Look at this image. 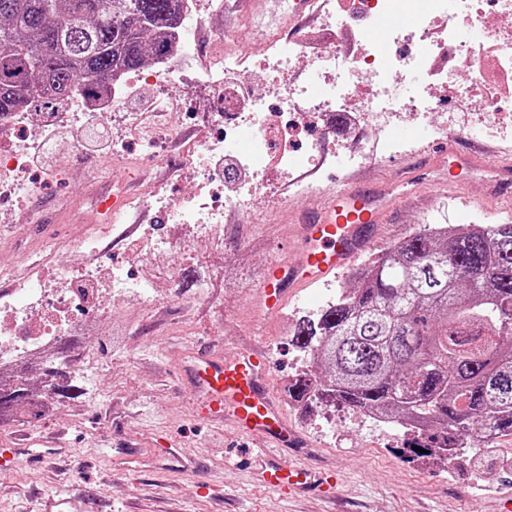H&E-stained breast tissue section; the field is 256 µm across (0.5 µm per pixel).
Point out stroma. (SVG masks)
<instances>
[{
    "label": "stroma",
    "instance_id": "1",
    "mask_svg": "<svg viewBox=\"0 0 512 512\" xmlns=\"http://www.w3.org/2000/svg\"><path fill=\"white\" fill-rule=\"evenodd\" d=\"M293 26L287 0H254L251 13L236 23L237 40L221 47L201 43L190 80L173 88L161 77L140 83L149 99L167 90L176 102L172 121L178 136L167 152L153 154L128 142L123 157L96 155L97 174L87 180L71 155L86 133L68 127L55 166L35 168L43 185L32 206L50 226L46 257L37 264L11 255L10 240L0 237V265L11 262L39 276L57 266L95 263V252L80 254L70 246L84 228L97 233L99 246L130 259L138 275L151 276L155 289L152 300L131 297L114 307L111 333L87 341L93 380L82 384L78 398L29 423L0 426V442L47 437L62 428L67 448L54 464L0 473V512H43L49 501L63 502L64 512H497L500 497L512 496L510 437L499 439L497 452L480 461L471 449L459 450L450 468L436 457L416 455L404 430L358 422L341 406L307 408L290 399L289 375L305 359L291 331L301 316L316 313L351 287L352 272L295 289L277 314L258 313L254 300L264 269L293 257L295 220L311 219L330 190L362 177L388 196L402 185H416L413 196L396 204L380 226L386 248L428 225L511 223L512 191L497 192L481 175L468 172L462 183L449 185L441 161L447 138L415 126L390 128L391 137L404 145L394 157L367 159L361 171H320L317 190L303 197L258 194L246 209L225 212L219 242L188 228L184 247L162 254L138 252L139 233L126 231L131 224L156 223L155 210L125 208L112 216L98 209L101 195L120 188L174 199L192 195L198 182L173 172L171 160L187 144L212 135L207 119L219 102L209 83L211 67L224 51L254 62L274 35L292 32ZM208 342L229 355L248 346L267 351L271 390L301 439L285 454L340 474L335 503L266 489L242 468L248 442L231 419L199 417L174 369L191 348ZM120 442L138 449L135 469L117 457ZM164 444L177 449L182 467L156 465L152 451ZM196 460L207 463L208 483L188 471Z\"/></svg>",
    "mask_w": 512,
    "mask_h": 512
}]
</instances>
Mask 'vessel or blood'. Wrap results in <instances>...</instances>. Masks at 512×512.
Here are the masks:
<instances>
[{"mask_svg":"<svg viewBox=\"0 0 512 512\" xmlns=\"http://www.w3.org/2000/svg\"><path fill=\"white\" fill-rule=\"evenodd\" d=\"M448 164L462 170L482 168L491 181L512 184V168H483L470 152L449 148ZM390 206L389 200L372 190L348 187L333 192L317 218L302 225V245L295 260L266 270L259 289L265 308L278 311L297 286L348 269L361 254L377 249V226ZM177 373L185 379L190 394L203 397L208 415L217 419L231 415L242 435L263 441V450L252 461L268 487L307 493L327 484V475L273 456V449L297 444L298 435L269 387V363L261 353L246 349L224 356L193 350L183 358ZM59 451L55 438L36 447L24 439L1 445L0 472L17 471L24 459L48 463Z\"/></svg>","mask_w":512,"mask_h":512,"instance_id":"b4317fda","label":"vessel or blood"}]
</instances>
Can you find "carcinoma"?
Listing matches in <instances>:
<instances>
[{"instance_id":"carcinoma-1","label":"carcinoma","mask_w":512,"mask_h":512,"mask_svg":"<svg viewBox=\"0 0 512 512\" xmlns=\"http://www.w3.org/2000/svg\"><path fill=\"white\" fill-rule=\"evenodd\" d=\"M185 0H0V113L95 99L119 73L174 53ZM295 343L320 374L298 401L428 425L441 449L512 436V224L428 227L364 264L354 287L300 320ZM59 343L49 398L0 375V424L79 393Z\"/></svg>"}]
</instances>
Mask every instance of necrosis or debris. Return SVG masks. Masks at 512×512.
Wrapping results in <instances>:
<instances>
[{"mask_svg": "<svg viewBox=\"0 0 512 512\" xmlns=\"http://www.w3.org/2000/svg\"><path fill=\"white\" fill-rule=\"evenodd\" d=\"M389 4L390 0H315L320 22L316 31L278 39L275 50L250 71L237 57H224L223 73L229 78L221 86L224 106L211 116L220 133L199 142L196 155L222 156L241 132H249V148L236 159L237 167L250 175L248 188L267 187L273 171L301 195L309 183L299 177L300 169L317 172L337 161L335 151L325 148L323 140L334 123L350 131L364 130L374 148L389 156L400 152L402 144L381 138L373 119L390 126L422 118L440 135L450 130L448 113L440 105L442 96L448 95L455 103L468 105L482 136L501 132L505 117L512 114L501 97L502 91L512 88V0H431L414 29H390L378 46L363 32L387 14ZM223 11V0H211L208 15L183 13L174 57L165 66L171 85L184 78L189 51L197 47L202 33L223 41L225 28L216 22ZM473 22L480 26V39L463 40L460 25ZM300 65L318 78L315 93L287 89L273 106L259 96L245 99L239 91L248 84L250 73L281 82ZM414 71L423 72V79L408 93H400V85ZM462 71L470 74L464 84L456 78ZM112 105L108 98L77 112H46L37 125L29 124L23 112L0 116V203L28 212V197L39 194L40 182L29 176L27 148L44 128L76 119L97 124L102 115L111 113ZM128 204L148 205L164 216V223L150 225L143 236L144 248L154 251L176 247L169 232L174 224H190L219 237L225 209L242 208L245 201L238 194L225 195L223 183L212 180L203 203L193 210L158 194L149 200L132 198ZM5 277L0 270V369L5 371L22 361L49 367V353L57 341L87 330L100 331L107 326L113 306L131 296L151 294L150 283L131 276L106 248L99 250L96 267L61 266L48 282L29 279L14 288L5 284Z\"/></svg>", "mask_w": 512, "mask_h": 512, "instance_id": "necrosis-or-debris-1", "label": "necrosis or debris"}]
</instances>
